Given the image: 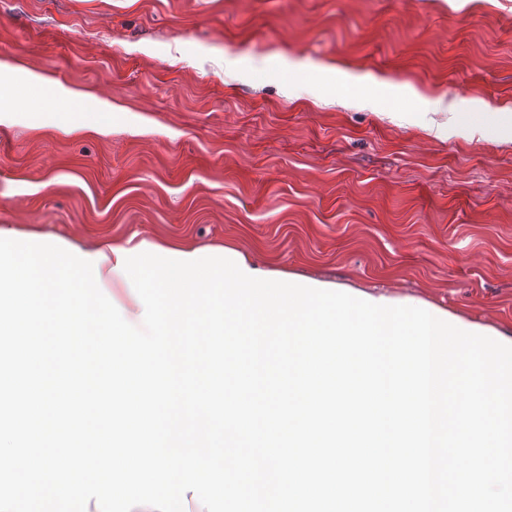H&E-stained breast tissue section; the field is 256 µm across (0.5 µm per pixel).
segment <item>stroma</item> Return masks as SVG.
Here are the masks:
<instances>
[{
  "label": "stroma",
  "mask_w": 512,
  "mask_h": 512,
  "mask_svg": "<svg viewBox=\"0 0 512 512\" xmlns=\"http://www.w3.org/2000/svg\"><path fill=\"white\" fill-rule=\"evenodd\" d=\"M3 59L115 110L0 83V226L231 246L512 336V0H0ZM474 101L479 132L427 130Z\"/></svg>",
  "instance_id": "stroma-1"
}]
</instances>
